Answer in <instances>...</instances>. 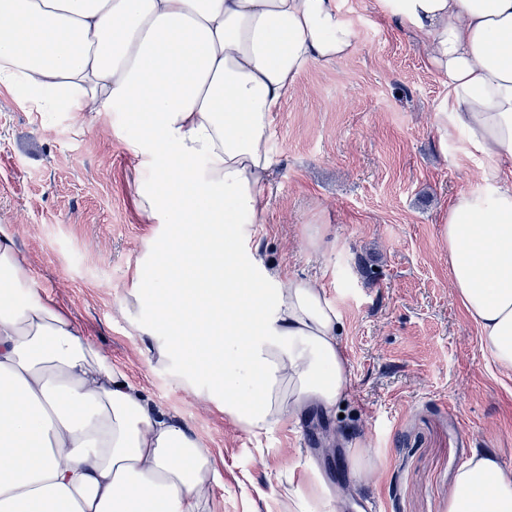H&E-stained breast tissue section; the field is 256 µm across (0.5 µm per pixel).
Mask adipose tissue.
Returning <instances> with one entry per match:
<instances>
[{
  "mask_svg": "<svg viewBox=\"0 0 512 512\" xmlns=\"http://www.w3.org/2000/svg\"><path fill=\"white\" fill-rule=\"evenodd\" d=\"M448 82L449 132L486 160L442 237L481 347L512 371V0H387ZM338 0H0V86L98 118L159 173L139 190L159 226L121 312L176 384L205 389L258 435L351 388L324 286L251 250L274 168L275 112L313 63L349 56ZM213 461L32 286L0 225V512H210ZM289 475V512H335ZM448 512H512L495 454L459 469Z\"/></svg>",
  "mask_w": 512,
  "mask_h": 512,
  "instance_id": "1",
  "label": "adipose tissue"
}]
</instances>
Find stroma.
Listing matches in <instances>:
<instances>
[{"label":"stroma","mask_w":512,"mask_h":512,"mask_svg":"<svg viewBox=\"0 0 512 512\" xmlns=\"http://www.w3.org/2000/svg\"><path fill=\"white\" fill-rule=\"evenodd\" d=\"M354 52L309 65L276 113L274 176L253 241L291 279L323 284L351 374L344 409L252 436L206 395L176 386L120 311L158 231L138 205L151 168L114 115L28 112L0 87V224L34 288L151 403L211 455L212 512H278L289 470L316 463L347 512H448L474 449L512 464V373L480 344L448 269L441 220L479 192L483 158L449 134L443 79L383 0H339ZM325 227L322 248L305 229Z\"/></svg>","instance_id":"35a3bbf8"}]
</instances>
